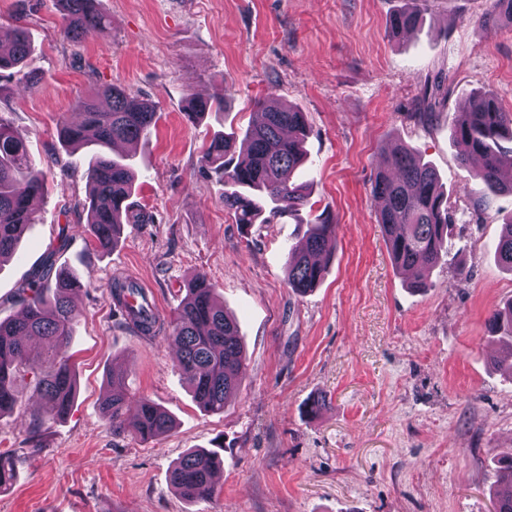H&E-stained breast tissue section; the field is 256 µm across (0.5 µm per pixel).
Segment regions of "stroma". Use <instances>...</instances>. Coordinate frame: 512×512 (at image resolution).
I'll list each match as a JSON object with an SVG mask.
<instances>
[{"label": "stroma", "instance_id": "1", "mask_svg": "<svg viewBox=\"0 0 512 512\" xmlns=\"http://www.w3.org/2000/svg\"><path fill=\"white\" fill-rule=\"evenodd\" d=\"M404 0H100L107 37L60 34L58 0H0V34L24 25L30 72L0 79V113L45 172L38 222L0 262V319L55 243L57 270L84 284L73 296L67 354L77 391L68 414L46 413L36 376L16 383L18 406L0 416V456L16 461L0 512H493L495 462L512 452V372L491 365L486 329L512 298V273L493 245L512 217V193L476 198L452 124L466 98L492 92L512 111V27L480 22L488 0H418L411 33L388 35ZM119 85L152 103L157 122L134 149L132 213L118 243L96 247L82 206L84 151L61 147V122L78 102ZM446 88L428 120L414 112L425 86ZM223 89L226 109L192 123L193 95ZM308 115V206L245 228L224 208V184L204 174L211 137L244 129L265 94ZM405 144L437 170L453 204L448 253L428 290L408 288L388 252L371 184L384 149ZM329 211L336 239L322 283L305 295L287 283L288 248L310 214ZM205 273L239 326L246 370L223 413L204 411L176 366V349L127 329L113 308L115 280L151 292L171 322L188 281ZM173 418L142 440L102 414L109 375ZM325 397L314 417L308 400ZM40 419L42 452L26 458ZM194 448L218 450L219 497L190 503L170 485Z\"/></svg>", "mask_w": 512, "mask_h": 512}]
</instances>
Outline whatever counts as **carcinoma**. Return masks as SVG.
<instances>
[{"label":"carcinoma","mask_w":512,"mask_h":512,"mask_svg":"<svg viewBox=\"0 0 512 512\" xmlns=\"http://www.w3.org/2000/svg\"><path fill=\"white\" fill-rule=\"evenodd\" d=\"M60 33L69 41L103 37L110 22L98 7V0H60ZM420 11L415 0L389 20V33L397 38L417 26ZM506 19L512 22V0H490V11L482 25ZM31 41L26 28L14 29L8 51L0 50V79L4 73L21 72L30 54ZM440 86L425 89L416 116L432 115ZM81 119L63 122L58 139L64 148H92L86 178L89 183L86 224L97 247L108 249L120 236L123 225L143 223L144 215L133 216L126 200L134 181V166L128 157L109 155L120 141L136 142L147 136L156 123L155 107L116 86L97 92L78 104ZM260 108L263 120L241 133L231 131L215 136L205 156L207 173L224 180V209L242 226L268 224L291 215L304 206L309 187L297 177L305 154L306 113L284 108L267 97ZM224 109V88L208 98L191 97L184 117L198 120L206 112ZM453 136L461 145L462 161L472 158L479 165L471 178L483 192L512 190V179L503 171L512 170V112L505 111L491 94L471 97L469 106L457 114ZM44 186L43 165L33 160L23 139L0 116V260L15 254L28 226L36 222L35 201ZM381 202L379 224L395 267L412 274L415 288H430L432 270L448 253L451 231L449 198L440 189L438 175L431 164L417 158L398 144L383 157L371 188ZM336 233L331 214L323 211L310 221L307 233L288 250L289 288L303 295L324 278L325 266L317 257L327 251ZM498 261L512 270V220L502 225L495 247ZM52 259L33 271L16 292L23 307L21 316L0 320V415L18 404L14 382L19 366L32 361L28 340L36 338L53 345L37 387V395L48 406L49 414L62 418L68 413L75 394V380L65 355L76 317L69 294L78 279L60 274L51 283ZM127 293L140 298L138 307L124 316L127 327L145 338L156 337L158 316L146 290L134 281L117 282L112 296L119 303ZM492 337L501 353L495 364L512 368V299L493 310L488 318ZM167 339L178 350V367L193 389L198 406L207 412L221 413L226 401L238 390L244 370V353L235 319L217 301L215 288L203 273L188 286V294L177 311ZM112 393L104 413L115 432L133 431L143 440L168 433L173 421L147 398L127 391L124 377L112 373ZM42 452L40 422L28 425V447L23 454ZM218 454L193 450L170 470L169 482L185 500H210L219 494L213 480ZM16 478L14 462L0 458V491L10 488ZM493 512H512V454L500 459L496 470Z\"/></svg>","instance_id":"1"}]
</instances>
